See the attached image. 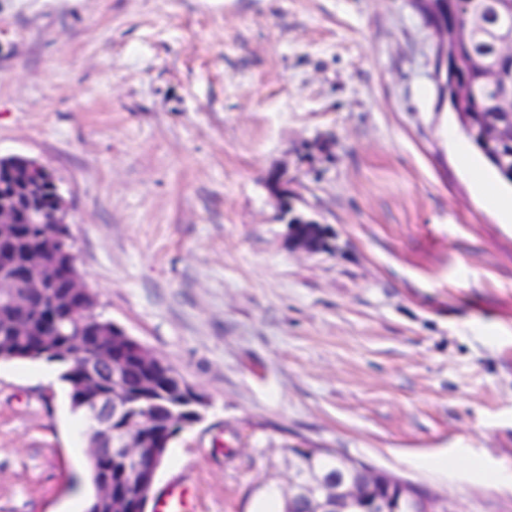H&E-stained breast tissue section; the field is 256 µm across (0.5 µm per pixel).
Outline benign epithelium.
I'll use <instances>...</instances> for the list:
<instances>
[{
    "label": "benign epithelium",
    "instance_id": "7a95c632",
    "mask_svg": "<svg viewBox=\"0 0 512 512\" xmlns=\"http://www.w3.org/2000/svg\"><path fill=\"white\" fill-rule=\"evenodd\" d=\"M512 16V5L503 6L497 11L495 50L497 62L477 63L481 80L497 91L496 103L505 108L512 107V27L502 23V19ZM489 23L480 19L478 27L467 26L461 32L438 19L431 28L434 31V71L433 79L440 94L454 95L462 100L470 93L464 84L457 83L455 67L461 65L457 55L450 54V44L460 40L475 41L483 36ZM466 131L473 134L496 150L499 163L512 166V141L500 129L470 123ZM291 179L283 172H273L268 178V188L281 204V220L287 227L288 240L298 249L308 253L333 252L332 229L315 219L297 211L288 198L295 192L288 189ZM52 187L54 195L50 208L41 209L47 187ZM32 211L38 212V228L45 239L61 237L65 223V203L53 174L41 163L24 159L21 166L10 162H0V242L14 239L19 233L23 216ZM71 265L70 257L61 262L49 259L36 251L28 253L24 262L0 273V288H9V304L22 302L18 291L38 295L60 281L59 273ZM68 288L67 301L72 318L79 324L87 315V308L81 296L88 294L79 275L65 278ZM84 385L92 390L84 398V409L91 422L88 435L87 453L99 456L109 452L127 459L136 458L141 448L140 430L142 423L149 421L150 414L141 417V422H130L119 432L112 431V422L123 416L129 404L116 393L102 391V388L119 382L120 361L110 349V343L98 340L95 354L84 365ZM168 444L155 450V462L148 466L139 465L128 472L129 482L137 490L138 506L147 512L149 501L154 496L157 470L164 457ZM288 501H302L307 505L306 512H448L447 503L432 495L421 494L406 486L397 477L377 470L366 463L345 462L339 470L321 473L301 470L297 464L288 468V491L284 492ZM129 498L116 485L102 483L96 491V512H134Z\"/></svg>",
    "mask_w": 512,
    "mask_h": 512
}]
</instances>
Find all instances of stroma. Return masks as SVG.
<instances>
[{"label": "stroma", "mask_w": 512, "mask_h": 512, "mask_svg": "<svg viewBox=\"0 0 512 512\" xmlns=\"http://www.w3.org/2000/svg\"><path fill=\"white\" fill-rule=\"evenodd\" d=\"M411 0H0V157L64 197L97 313L207 401L157 490L279 512L292 448L512 512V223ZM336 252L286 242L267 174ZM59 363L0 360V512L93 494ZM475 179L477 180V188L488 196L494 208L497 209L506 220L512 222V194L510 196L498 194L490 189L480 176L476 175Z\"/></svg>", "instance_id": "35a3bbf8"}]
</instances>
